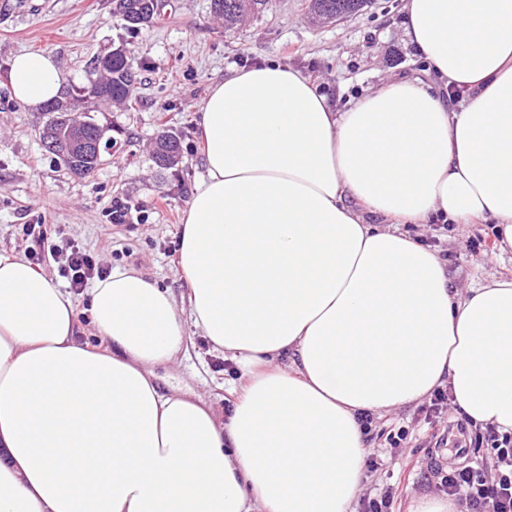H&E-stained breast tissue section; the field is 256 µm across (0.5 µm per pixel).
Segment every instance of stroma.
<instances>
[{
  "mask_svg": "<svg viewBox=\"0 0 512 512\" xmlns=\"http://www.w3.org/2000/svg\"><path fill=\"white\" fill-rule=\"evenodd\" d=\"M403 2L372 0L358 15L318 25L304 0H271L263 16L228 30L213 13L212 0H169L158 19L131 33L113 18L112 0H0V254L23 255L22 225L48 224L58 239L90 253L106 270L140 272L186 303L173 253L183 213L204 173L197 121L210 87L230 69L274 59L309 75L342 109L385 77L422 76L425 61L404 41ZM120 46L143 67L129 104L107 105L99 116L111 123L116 143L92 174L73 175L41 146L46 115L11 98L9 63L23 50L51 52L70 93L85 84L90 59ZM163 130L182 144L180 163L168 170L152 160ZM117 201L130 205V223H109L107 212ZM424 235L447 260L455 287L512 273V259L497 254L488 225L447 231L434 224ZM186 336L175 372L158 368V383L164 387L177 377L226 422L235 365L194 326H187ZM399 427L409 432L403 447H381L376 431ZM372 428L365 445L380 467L365 473L362 493L379 494L400 480L392 510L413 512L421 498L438 493L435 479L406 469L409 460L441 454L430 446L432 426L422 405L374 416Z\"/></svg>",
  "mask_w": 512,
  "mask_h": 512,
  "instance_id": "stroma-1",
  "label": "stroma"
}]
</instances>
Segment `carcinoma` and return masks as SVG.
I'll return each mask as SVG.
<instances>
[{
	"instance_id": "carcinoma-1",
	"label": "carcinoma",
	"mask_w": 512,
	"mask_h": 512,
	"mask_svg": "<svg viewBox=\"0 0 512 512\" xmlns=\"http://www.w3.org/2000/svg\"><path fill=\"white\" fill-rule=\"evenodd\" d=\"M268 3L269 0H213L212 8L224 20V28L231 29L263 13ZM155 6V0H112V13L126 29L136 31L152 23L156 16ZM367 6L368 0H308L309 12L329 21L338 16H354ZM90 73L94 78L76 89L67 101L40 106V110L48 115L40 140L60 132L62 118L67 113L78 112L86 120L90 135L102 138L104 144L112 145V136L109 135L112 127L99 123L97 112L105 103L123 104L129 99L136 80L134 59L126 55L125 49L118 47L94 60ZM152 157L161 169L177 166L182 157L180 139L168 131L159 133ZM91 163L89 155L79 150L70 152L64 161L68 170L78 176L84 175Z\"/></svg>"
}]
</instances>
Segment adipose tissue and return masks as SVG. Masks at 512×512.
<instances>
[{"label":"adipose tissue","mask_w":512,"mask_h":512,"mask_svg":"<svg viewBox=\"0 0 512 512\" xmlns=\"http://www.w3.org/2000/svg\"><path fill=\"white\" fill-rule=\"evenodd\" d=\"M405 14L427 78L345 110L274 60L212 85L180 233L187 307L112 271L89 293L93 347L70 290L0 255V512H351L360 415L445 386L473 424L512 430V278L459 291L406 230L488 224L512 254V0ZM65 82L52 53L11 60L17 102ZM189 322L245 380L226 423L154 382Z\"/></svg>","instance_id":"ef3b65f1"}]
</instances>
